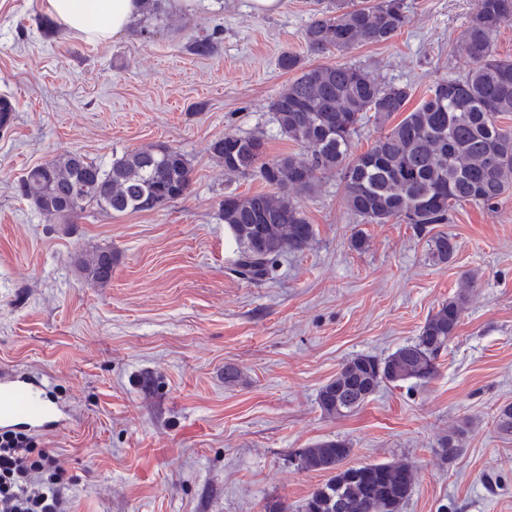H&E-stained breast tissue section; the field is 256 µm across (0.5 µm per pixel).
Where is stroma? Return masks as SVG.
<instances>
[{
  "mask_svg": "<svg viewBox=\"0 0 512 512\" xmlns=\"http://www.w3.org/2000/svg\"><path fill=\"white\" fill-rule=\"evenodd\" d=\"M363 0H284L274 15L250 0H194L140 29L89 43L44 36L46 0H0V94L16 122L0 137V368L42 377L67 405L58 431L38 435L76 476L72 512H297L321 485L292 455L348 441V465L407 462L416 470L403 512H512V440L495 425L512 403V193L462 204L445 232L452 262L429 257V234L366 224L336 175L300 200L315 236L255 285L231 270L238 246L221 217L225 195L268 192L228 174L209 147L257 134L266 156L297 154L271 100L292 80L283 51L307 65L356 64L420 100L469 68L456 43L475 0H405L407 25L389 43L316 54L312 18ZM216 34L207 58L188 42ZM167 145L192 166L185 196L160 211L86 210L73 227L48 223L18 191L24 172L67 151L101 165ZM363 232L367 246L350 239ZM112 252V280L91 285L76 254ZM474 286L429 382L384 385L341 418L320 387L358 354L384 357L416 339L426 318ZM240 371L231 384L224 367ZM459 432L460 449L440 443Z\"/></svg>",
  "mask_w": 512,
  "mask_h": 512,
  "instance_id": "stroma-1",
  "label": "stroma"
}]
</instances>
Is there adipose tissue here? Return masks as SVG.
I'll return each mask as SVG.
<instances>
[{"mask_svg":"<svg viewBox=\"0 0 512 512\" xmlns=\"http://www.w3.org/2000/svg\"><path fill=\"white\" fill-rule=\"evenodd\" d=\"M51 15L69 30L103 41L128 31L144 17V0H46Z\"/></svg>","mask_w":512,"mask_h":512,"instance_id":"adipose-tissue-1","label":"adipose tissue"}]
</instances>
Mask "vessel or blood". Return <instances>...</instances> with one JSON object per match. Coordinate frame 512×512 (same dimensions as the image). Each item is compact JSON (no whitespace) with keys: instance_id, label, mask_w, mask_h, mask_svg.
<instances>
[{"instance_id":"b4317fda","label":"vessel or blood","mask_w":512,"mask_h":512,"mask_svg":"<svg viewBox=\"0 0 512 512\" xmlns=\"http://www.w3.org/2000/svg\"><path fill=\"white\" fill-rule=\"evenodd\" d=\"M61 422L59 407L39 394L36 383L10 371L0 373V430L23 424L41 431Z\"/></svg>"}]
</instances>
